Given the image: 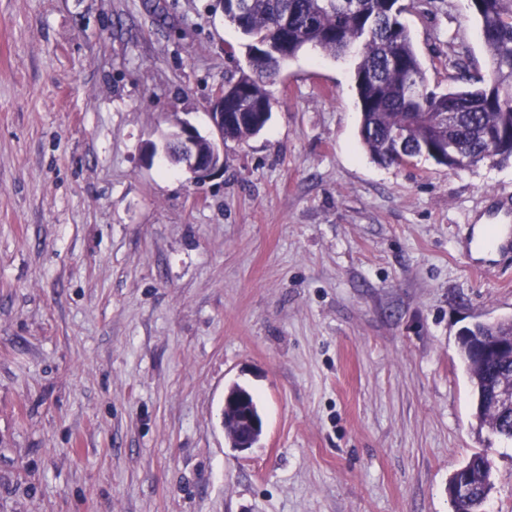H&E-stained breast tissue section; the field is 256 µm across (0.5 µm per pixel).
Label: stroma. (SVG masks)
Returning a JSON list of instances; mask_svg holds the SVG:
<instances>
[{
	"label": "stroma",
	"instance_id": "obj_1",
	"mask_svg": "<svg viewBox=\"0 0 512 512\" xmlns=\"http://www.w3.org/2000/svg\"><path fill=\"white\" fill-rule=\"evenodd\" d=\"M400 2L430 88L489 78L469 0ZM246 44L214 0H0V512H452L477 452L512 512L459 356L512 317V249L479 245L512 161L377 163L355 57L313 45L220 175L146 161L173 118L209 133ZM242 422L244 423L242 430V443L239 445V448H236L237 446V439H236V423H235V415L233 411L227 412L225 414V420H224V433L225 437L227 438L228 442L230 443L233 448H236L237 450L244 451L247 449H250L253 447V444H251V434L260 429V423L257 422L255 418L250 417L248 414L243 418Z\"/></svg>",
	"mask_w": 512,
	"mask_h": 512
}]
</instances>
